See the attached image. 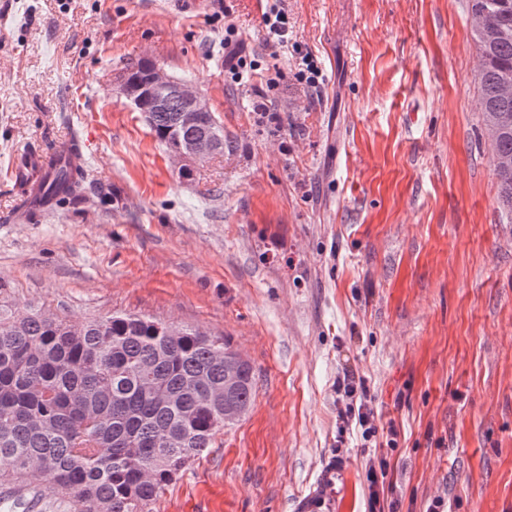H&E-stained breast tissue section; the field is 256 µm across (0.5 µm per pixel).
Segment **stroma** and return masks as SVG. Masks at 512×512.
I'll list each match as a JSON object with an SVG mask.
<instances>
[{"label":"stroma","instance_id":"stroma-1","mask_svg":"<svg viewBox=\"0 0 512 512\" xmlns=\"http://www.w3.org/2000/svg\"><path fill=\"white\" fill-rule=\"evenodd\" d=\"M264 5L0 0V303L197 326L251 362L252 407L152 512H298L336 446L348 368L399 436L347 434L333 512H364L377 456L395 512L448 496L512 512V223L467 0H285L274 51ZM221 8L280 72L262 94L224 71ZM147 59L224 128V152L189 176L114 91ZM69 139L82 197L7 223L13 158Z\"/></svg>","mask_w":512,"mask_h":512}]
</instances>
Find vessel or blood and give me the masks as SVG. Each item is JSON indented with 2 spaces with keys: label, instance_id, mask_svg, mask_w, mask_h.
Instances as JSON below:
<instances>
[{
  "label": "vessel or blood",
  "instance_id": "vessel-or-blood-1",
  "mask_svg": "<svg viewBox=\"0 0 512 512\" xmlns=\"http://www.w3.org/2000/svg\"><path fill=\"white\" fill-rule=\"evenodd\" d=\"M59 159L71 160L79 167L84 164L82 153L76 152L73 145L61 144L50 149L28 151L7 169V178L22 185L27 197L26 206L12 212L11 223H29L33 214L55 206V198L45 197L43 184L54 170V161ZM343 477V470L337 469L335 464H328L320 475L319 493L305 499L300 512H329L336 499V483Z\"/></svg>",
  "mask_w": 512,
  "mask_h": 512
}]
</instances>
